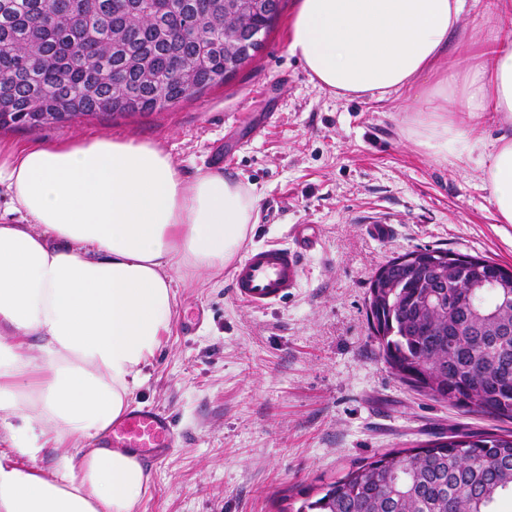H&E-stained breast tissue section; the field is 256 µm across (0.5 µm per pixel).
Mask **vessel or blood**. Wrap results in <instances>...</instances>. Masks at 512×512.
<instances>
[{"instance_id": "b4317fda", "label": "vessel or blood", "mask_w": 512, "mask_h": 512, "mask_svg": "<svg viewBox=\"0 0 512 512\" xmlns=\"http://www.w3.org/2000/svg\"><path fill=\"white\" fill-rule=\"evenodd\" d=\"M289 243L270 241L249 250L232 271L234 294L257 309L281 302L298 288L303 262L318 238L310 225H292ZM176 440L171 416L151 406L135 407L112 424L105 445L132 454L149 466Z\"/></svg>"}]
</instances>
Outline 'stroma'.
Returning a JSON list of instances; mask_svg holds the SVG:
<instances>
[{
  "label": "stroma",
  "instance_id": "obj_1",
  "mask_svg": "<svg viewBox=\"0 0 512 512\" xmlns=\"http://www.w3.org/2000/svg\"><path fill=\"white\" fill-rule=\"evenodd\" d=\"M297 0H283L262 49L224 84L163 110L0 131L19 145L112 136L157 144L187 176L224 172L253 186L246 244L317 227L299 288L267 309L240 302L229 271L175 281L171 333L133 394L174 419L173 449L151 469L139 512H280L375 454L512 421L419 393L384 361L367 298L377 269L417 248L512 266L476 166L408 138L416 90L336 97L288 50ZM388 225L385 236L374 232Z\"/></svg>",
  "mask_w": 512,
  "mask_h": 512
}]
</instances>
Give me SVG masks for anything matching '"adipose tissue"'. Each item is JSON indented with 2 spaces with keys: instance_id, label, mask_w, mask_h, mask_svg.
I'll return each mask as SVG.
<instances>
[{
  "instance_id": "1",
  "label": "adipose tissue",
  "mask_w": 512,
  "mask_h": 512,
  "mask_svg": "<svg viewBox=\"0 0 512 512\" xmlns=\"http://www.w3.org/2000/svg\"><path fill=\"white\" fill-rule=\"evenodd\" d=\"M468 41V0H299L288 49L321 87L427 108L408 130L435 157L476 163L512 224V0H488ZM494 123L486 140L480 129ZM0 424L29 463L0 454V512H136L152 477L98 439L128 409L168 336L173 276L223 271L256 223L253 187L182 175L149 143L100 137L0 142ZM58 449L51 470L37 467ZM487 0H480L475 7L471 8L463 16L462 27L466 39L472 42H480L485 35L486 29L482 13Z\"/></svg>"
}]
</instances>
